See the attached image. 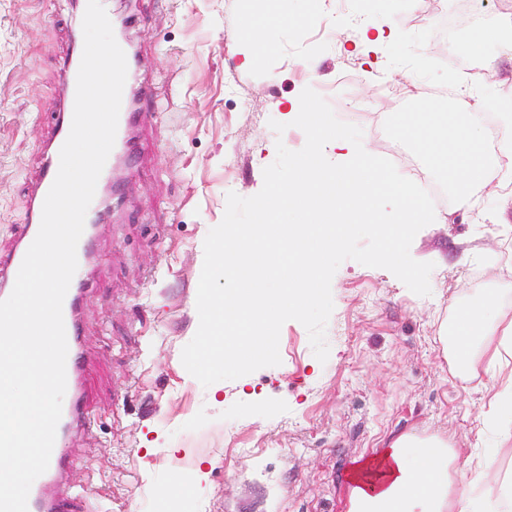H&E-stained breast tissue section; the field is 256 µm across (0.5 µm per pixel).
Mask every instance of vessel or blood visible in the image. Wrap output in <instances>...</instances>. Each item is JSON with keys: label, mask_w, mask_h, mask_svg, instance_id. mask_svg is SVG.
<instances>
[{"label": "vessel or blood", "mask_w": 512, "mask_h": 512, "mask_svg": "<svg viewBox=\"0 0 512 512\" xmlns=\"http://www.w3.org/2000/svg\"><path fill=\"white\" fill-rule=\"evenodd\" d=\"M83 49V43H73L60 70L61 78L67 89V97L59 110L55 126L48 140L47 158L33 191L28 211V222L13 250L7 257H0V300L6 299L11 294L25 254L40 227L43 204L56 178L60 150L69 135L72 124L77 73ZM79 302V289L69 288L63 303V319L68 346L66 386L71 392V397L69 402L63 405L60 418L61 427L66 432L85 425L89 421L88 414L83 410L81 395V375L85 358L79 342ZM67 459V450L62 442H55L47 470L31 486L28 512H64L67 494L63 489V476Z\"/></svg>", "instance_id": "vessel-or-blood-1"}]
</instances>
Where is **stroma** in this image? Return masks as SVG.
<instances>
[{"mask_svg": "<svg viewBox=\"0 0 512 512\" xmlns=\"http://www.w3.org/2000/svg\"><path fill=\"white\" fill-rule=\"evenodd\" d=\"M129 18L138 57L132 130L140 155L120 168L121 199L99 224L80 300L82 374L91 426L64 439L65 480L82 512H348L354 460L402 434L448 443V476L467 512H500L512 487V450L489 455L497 436L484 418L488 374L465 383L448 357V327L464 306L502 298L512 318V200L478 193L467 211L436 206L410 253L434 263L431 295L390 271L344 261L331 291L327 362L306 328H281L279 365L205 387L181 353L194 337L204 240L228 192L250 197L276 144L303 148L297 127L276 134L304 88L351 111L364 146L412 160L417 184H446L405 139L415 112L496 113L512 91V51L491 44L488 77L460 90L470 54L440 59L439 18L428 0H383L373 20L396 39L361 47L348 13L319 0H288L294 23L270 24L263 44L247 31L260 0H102ZM333 22L343 43L324 39ZM81 28L78 0H0V254L25 223L31 189L64 91L60 64ZM498 483L479 477L484 463ZM207 477L197 480L198 464ZM191 491L166 498L175 477Z\"/></svg>", "mask_w": 512, "mask_h": 512, "instance_id": "1", "label": "stroma"}]
</instances>
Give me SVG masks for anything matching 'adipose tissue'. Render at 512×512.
Segmentation results:
<instances>
[{"instance_id": "1", "label": "adipose tissue", "mask_w": 512, "mask_h": 512, "mask_svg": "<svg viewBox=\"0 0 512 512\" xmlns=\"http://www.w3.org/2000/svg\"><path fill=\"white\" fill-rule=\"evenodd\" d=\"M403 135L447 176L457 204L468 206L488 180L483 137L477 125L420 112L405 126ZM455 335V366L460 373L474 377L479 372L472 356L474 337H483L488 362H501L502 352L512 340V318L492 320L486 308L465 307L455 322ZM488 406L490 417L498 421L499 447H511L512 370L500 373ZM379 462L376 477L367 476L362 467L354 472L350 512H453L445 441L403 434L382 448Z\"/></svg>"}]
</instances>
